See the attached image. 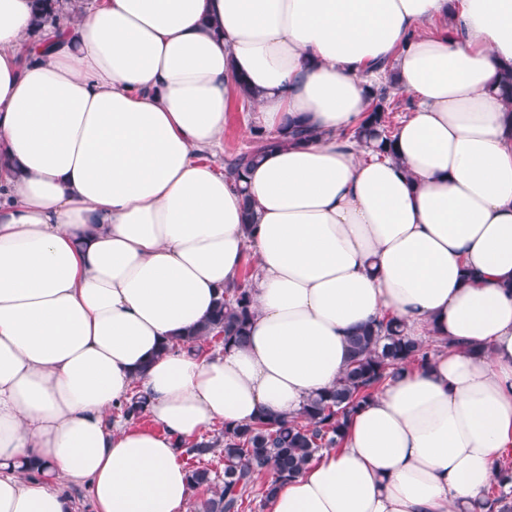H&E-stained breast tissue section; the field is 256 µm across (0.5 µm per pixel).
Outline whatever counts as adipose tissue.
<instances>
[{
  "label": "adipose tissue",
  "instance_id": "ef3b65f1",
  "mask_svg": "<svg viewBox=\"0 0 512 512\" xmlns=\"http://www.w3.org/2000/svg\"><path fill=\"white\" fill-rule=\"evenodd\" d=\"M0 0V512H186L181 443L335 386L382 319L438 341L267 512H474L512 446V0ZM411 97L383 154L346 139ZM309 126L240 194L242 91ZM254 223H247L246 208ZM246 282L247 343L182 336ZM157 424L119 416L132 396ZM43 463L31 479L21 465ZM37 16L36 26L41 29L42 25H59L62 21L70 19L74 5L71 0H36Z\"/></svg>",
  "mask_w": 512,
  "mask_h": 512
}]
</instances>
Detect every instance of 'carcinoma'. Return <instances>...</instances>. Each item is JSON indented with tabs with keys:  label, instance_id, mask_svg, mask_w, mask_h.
<instances>
[{
	"label": "carcinoma",
	"instance_id": "cac0c4a2",
	"mask_svg": "<svg viewBox=\"0 0 512 512\" xmlns=\"http://www.w3.org/2000/svg\"><path fill=\"white\" fill-rule=\"evenodd\" d=\"M36 26H56L71 17V0H36ZM405 106L392 86L372 90L369 112L354 130L352 138L368 148L384 153L391 143L390 114ZM310 128L302 123H289L280 134L261 127L251 128L250 145L224 158V175L235 186L245 179L247 170L267 152L289 141L311 137ZM253 318L252 296L245 283L224 290L210 317L186 331L185 340L198 342L212 334L224 345H242L247 341ZM434 348L403 334L392 322H380L358 330L350 337L349 358L336 386L309 397L298 415L289 420L262 414L245 425L226 427L223 438L201 440L186 453L202 458L221 448L224 477L218 478L206 466L189 469L191 488L204 489L206 497L193 503V512H248L259 497L269 500L280 484L299 474L325 448H337L343 439L348 417L387 380L409 365L428 363ZM271 466L276 478L256 485L255 469ZM490 512H512V500L504 494H486Z\"/></svg>",
	"mask_w": 512,
	"mask_h": 512
}]
</instances>
